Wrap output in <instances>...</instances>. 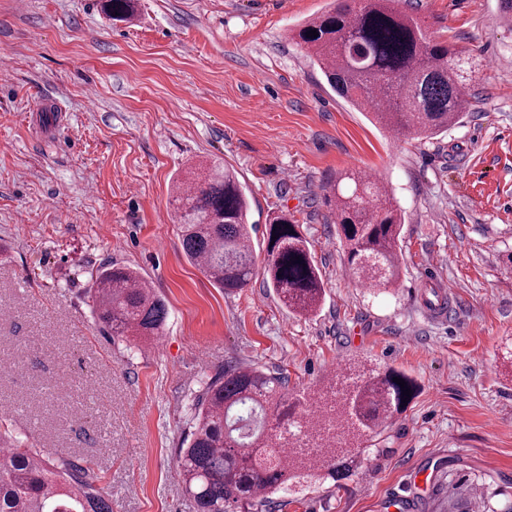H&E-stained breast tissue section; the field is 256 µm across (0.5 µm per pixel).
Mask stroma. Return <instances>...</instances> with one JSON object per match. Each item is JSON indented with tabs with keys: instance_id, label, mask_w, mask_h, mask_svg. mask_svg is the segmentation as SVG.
<instances>
[{
	"instance_id": "35a3bbf8",
	"label": "stroma",
	"mask_w": 512,
	"mask_h": 512,
	"mask_svg": "<svg viewBox=\"0 0 512 512\" xmlns=\"http://www.w3.org/2000/svg\"><path fill=\"white\" fill-rule=\"evenodd\" d=\"M0 0V412L50 461L91 467L112 512H196L176 454L203 382L229 366L306 396L351 363L419 392L351 477L269 512H512V23L500 0H400L480 60L459 122L399 140L329 87L288 33L329 0ZM232 165L257 260L292 216L325 297L288 312L262 276L227 295L182 249L173 183ZM405 215L401 282H355L325 197L338 173ZM138 269L169 309L133 347L94 322L91 270Z\"/></svg>"
}]
</instances>
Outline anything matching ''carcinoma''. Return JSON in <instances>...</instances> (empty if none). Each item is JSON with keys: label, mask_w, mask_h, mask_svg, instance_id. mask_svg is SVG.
<instances>
[{"label": "carcinoma", "mask_w": 512, "mask_h": 512, "mask_svg": "<svg viewBox=\"0 0 512 512\" xmlns=\"http://www.w3.org/2000/svg\"><path fill=\"white\" fill-rule=\"evenodd\" d=\"M116 21L135 15L134 0H105ZM314 30L318 36L309 37ZM289 38L303 48L329 86L368 120L396 136L433 137L456 123L469 105L465 90L476 78L473 58L433 39L425 21L403 12L398 0H334ZM336 207L337 232L348 270L369 289H387L400 278L404 216L387 187L346 172L327 195ZM173 206L188 260L226 292L262 274L288 310L309 315L323 299V282L310 244L286 214L266 224V255L257 269L249 223V199L236 172L211 163L192 180L175 181ZM92 314L111 336L149 343L163 335L168 308L134 269L120 264L90 273ZM398 377L369 370L356 375L352 393L330 396L337 376L308 404L290 398L284 377L256 366L230 367L206 383L188 421L177 474L197 512H226L228 504L265 508L270 496L299 494L306 479L348 474L363 463L372 443L406 409ZM341 419L357 445L336 448L330 432ZM313 437L319 449L297 451ZM0 512H112L96 491L87 467L78 475L42 458L0 417Z\"/></svg>", "instance_id": "1"}]
</instances>
